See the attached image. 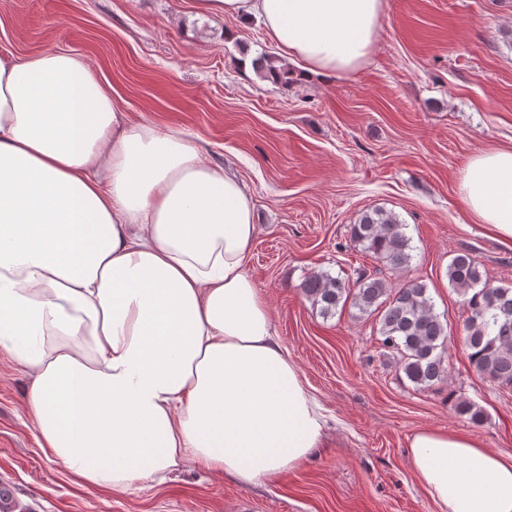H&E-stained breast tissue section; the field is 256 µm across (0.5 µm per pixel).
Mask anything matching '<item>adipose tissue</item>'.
Instances as JSON below:
<instances>
[{
	"label": "adipose tissue",
	"mask_w": 512,
	"mask_h": 512,
	"mask_svg": "<svg viewBox=\"0 0 512 512\" xmlns=\"http://www.w3.org/2000/svg\"><path fill=\"white\" fill-rule=\"evenodd\" d=\"M386 0H197L263 20L304 75H350ZM467 210L512 243V150L476 155ZM245 186L180 135L131 124L87 64L0 59V354L29 377L47 456L124 490L194 463L270 482L322 448L327 418L245 265ZM408 461L436 512H512V455L422 429Z\"/></svg>",
	"instance_id": "ef3b65f1"
}]
</instances>
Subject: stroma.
Masks as SVG:
<instances>
[{
    "instance_id": "obj_1",
    "label": "stroma",
    "mask_w": 512,
    "mask_h": 512,
    "mask_svg": "<svg viewBox=\"0 0 512 512\" xmlns=\"http://www.w3.org/2000/svg\"><path fill=\"white\" fill-rule=\"evenodd\" d=\"M65 51L84 60L131 123L175 132L250 192L257 231L245 269L281 346L324 407L327 445L282 478L241 486L186 464L123 492L84 485L45 456L23 367L0 356V497L33 512H434L407 459L423 428L464 430L512 455V386L471 366L468 315L448 282L467 251L512 287V248L465 209L459 178L477 153L512 149V0H387L370 62L345 78L266 82L252 62L276 47L261 20L198 14L194 0H0V59ZM406 226L410 267L350 237L360 213ZM368 271L390 288L427 285L446 323L447 378L415 388L382 347L377 315L323 318L301 284ZM467 399L484 412L455 411Z\"/></svg>"
}]
</instances>
